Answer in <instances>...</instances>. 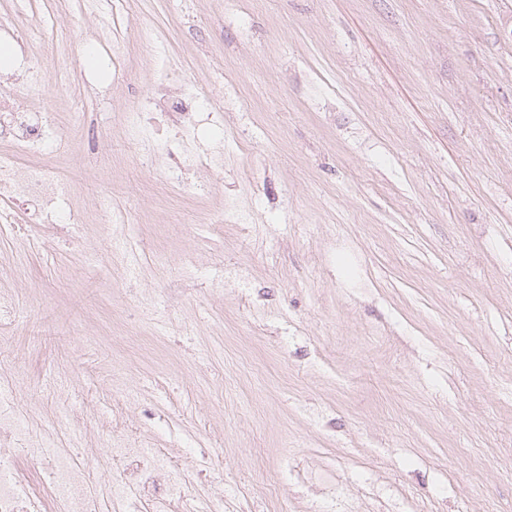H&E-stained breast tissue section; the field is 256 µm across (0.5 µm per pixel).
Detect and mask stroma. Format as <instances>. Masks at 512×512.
I'll return each mask as SVG.
<instances>
[{
	"instance_id": "1",
	"label": "stroma",
	"mask_w": 512,
	"mask_h": 512,
	"mask_svg": "<svg viewBox=\"0 0 512 512\" xmlns=\"http://www.w3.org/2000/svg\"><path fill=\"white\" fill-rule=\"evenodd\" d=\"M52 17L91 40L77 0ZM120 24L195 66L132 45L126 82L103 57L26 91L83 114L59 166L84 221L0 230V408L47 448L108 423L166 449L201 512H512V0H127ZM162 74L223 97L222 167L129 153ZM229 204L250 223H213ZM136 42H139V47L142 50H146L158 58L167 56L169 52L165 35L158 30L144 28L142 32L138 33Z\"/></svg>"
}]
</instances>
